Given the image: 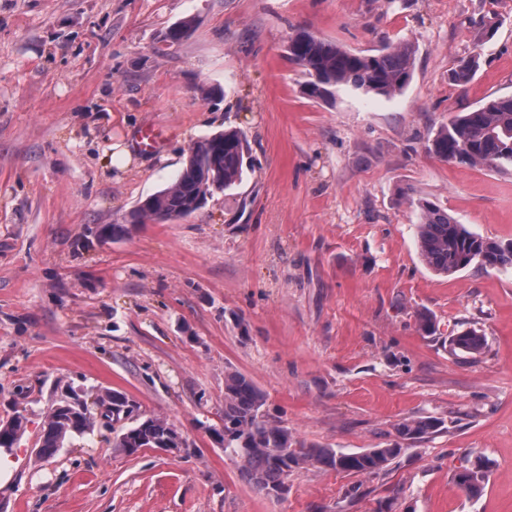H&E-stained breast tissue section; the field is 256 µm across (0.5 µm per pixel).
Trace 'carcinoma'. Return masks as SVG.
Segmentation results:
<instances>
[{
	"instance_id": "cac0c4a2",
	"label": "carcinoma",
	"mask_w": 512,
	"mask_h": 512,
	"mask_svg": "<svg viewBox=\"0 0 512 512\" xmlns=\"http://www.w3.org/2000/svg\"><path fill=\"white\" fill-rule=\"evenodd\" d=\"M195 27L192 16L181 19L169 29L168 38L176 44L189 36ZM288 59L302 68L308 77L305 93L315 99L334 102L343 92L365 98L389 99L403 91L412 79L415 47L408 41L389 43L372 52H355L328 42L309 32L293 38ZM479 66L478 58L462 60L452 73L459 84L469 83ZM197 154L183 163L175 179L149 195L148 205L134 207L139 224L162 213L175 223L192 214L199 206L200 194L226 192L239 186L247 168V137L243 130L230 127L208 134L193 142ZM221 154L222 165L212 179L202 181L196 165L202 164L213 151ZM429 150L444 161L469 167L507 171L512 168V95L490 98L477 107L452 116L437 131ZM420 212L417 247L425 265L440 275H452L476 263L486 269L512 268V245L481 237L459 223L435 203L419 199ZM450 349L475 357L483 353L485 338L474 328L463 329L449 340ZM129 398L112 391V420L118 422L133 414L125 410ZM440 421L431 417L406 419L396 432L402 440H421L436 431ZM93 427L91 404L73 407L60 422L43 427L38 454L44 458L58 451V439L83 435ZM224 451L239 459L242 479L267 497H279L288 476L304 464L348 475H378L405 451L399 442L370 448L358 453L338 452L333 448L307 445L299 441L288 427L274 420L265 408L261 389L239 371L224 375ZM24 417L15 413L0 420V433L15 435L24 430ZM181 433L164 422L135 420L116 432L113 447L128 455L143 448H161L176 443ZM488 463L465 461L454 473L455 483L470 497H479L486 485Z\"/></svg>"
}]
</instances>
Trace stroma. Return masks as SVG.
<instances>
[{
  "mask_svg": "<svg viewBox=\"0 0 512 512\" xmlns=\"http://www.w3.org/2000/svg\"><path fill=\"white\" fill-rule=\"evenodd\" d=\"M187 16L193 33L162 48ZM303 31L362 52L411 42L413 78L389 99L312 101L288 59ZM511 94L512 0H0V420L26 418L0 459V512H512V269L435 274L414 205L512 243V171L427 150L450 115ZM150 126L163 149L114 164ZM227 127L249 142L240 186L100 237ZM467 327L486 339L473 358L449 349ZM228 370L308 445L353 453L410 417L441 426L379 475L310 466L269 498L212 435ZM68 388L124 391L188 446L129 456L99 419L38 458ZM478 456L488 479L470 498L453 474Z\"/></svg>",
  "mask_w": 512,
  "mask_h": 512,
  "instance_id": "35a3bbf8",
  "label": "stroma"
}]
</instances>
